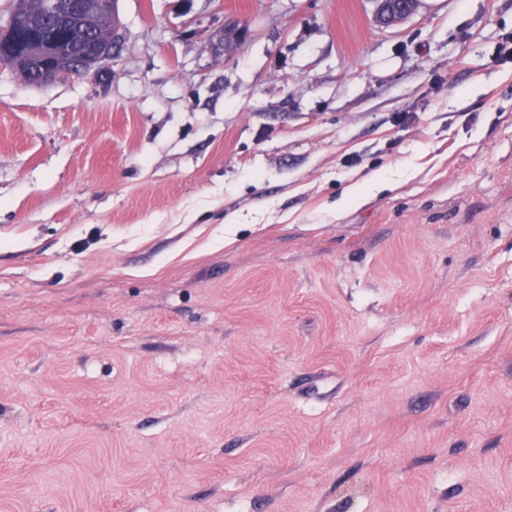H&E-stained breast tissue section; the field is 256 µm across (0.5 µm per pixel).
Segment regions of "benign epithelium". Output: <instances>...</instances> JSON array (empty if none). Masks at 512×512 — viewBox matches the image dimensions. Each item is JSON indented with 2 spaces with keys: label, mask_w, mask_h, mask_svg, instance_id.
Masks as SVG:
<instances>
[{
  "label": "benign epithelium",
  "mask_w": 512,
  "mask_h": 512,
  "mask_svg": "<svg viewBox=\"0 0 512 512\" xmlns=\"http://www.w3.org/2000/svg\"><path fill=\"white\" fill-rule=\"evenodd\" d=\"M380 23L389 28L399 25L413 15L419 0H377ZM82 0H72L64 6L59 0H49L46 16H60L62 20L75 23L82 11ZM62 43L55 39H44L29 32L16 34L15 39L0 46V61L20 74L26 70L30 60L38 64L39 81L49 83L58 79L86 76L104 67L115 55L114 43L100 42L92 37L78 45H68L61 49Z\"/></svg>",
  "instance_id": "benign-epithelium-1"
}]
</instances>
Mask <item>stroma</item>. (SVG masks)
Here are the masks:
<instances>
[{"label":"stroma","mask_w":512,"mask_h":512,"mask_svg":"<svg viewBox=\"0 0 512 512\" xmlns=\"http://www.w3.org/2000/svg\"><path fill=\"white\" fill-rule=\"evenodd\" d=\"M376 11L0 64V512H512V0ZM393 1H402L398 4ZM379 21L384 27H394L413 15L419 0H377Z\"/></svg>","instance_id":"obj_1"}]
</instances>
